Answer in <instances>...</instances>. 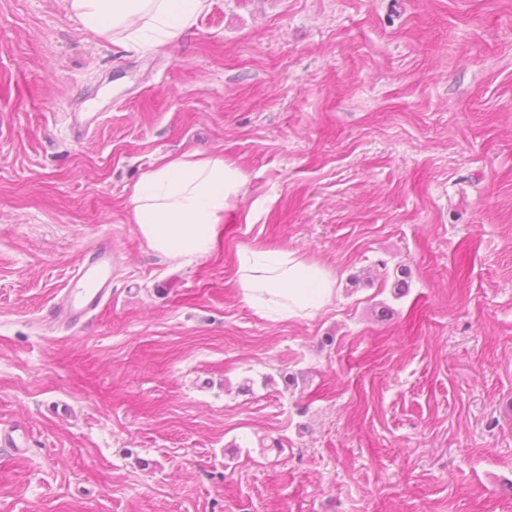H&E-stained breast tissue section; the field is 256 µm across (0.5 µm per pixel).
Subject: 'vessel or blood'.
<instances>
[{
	"label": "vessel or blood",
	"instance_id": "b4317fda",
	"mask_svg": "<svg viewBox=\"0 0 512 512\" xmlns=\"http://www.w3.org/2000/svg\"><path fill=\"white\" fill-rule=\"evenodd\" d=\"M112 244L101 242L80 262L50 311L52 322L76 326L89 318L112 296Z\"/></svg>",
	"mask_w": 512,
	"mask_h": 512
}]
</instances>
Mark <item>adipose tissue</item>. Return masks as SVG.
<instances>
[{
    "label": "adipose tissue",
    "instance_id": "adipose-tissue-1",
    "mask_svg": "<svg viewBox=\"0 0 512 512\" xmlns=\"http://www.w3.org/2000/svg\"><path fill=\"white\" fill-rule=\"evenodd\" d=\"M71 17L125 46H161L198 22L208 0H63ZM245 185L243 171L223 154L163 156L130 188L134 224L156 252L192 261L208 254L226 211ZM236 284L243 300L279 319L316 317L336 298V276L288 250L257 245L238 252Z\"/></svg>",
    "mask_w": 512,
    "mask_h": 512
}]
</instances>
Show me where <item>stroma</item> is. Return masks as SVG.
Segmentation results:
<instances>
[{"label":"stroma","instance_id":"35a3bbf8","mask_svg":"<svg viewBox=\"0 0 512 512\" xmlns=\"http://www.w3.org/2000/svg\"><path fill=\"white\" fill-rule=\"evenodd\" d=\"M189 151L246 177L190 263L128 204ZM106 238L111 302L46 331ZM243 245L333 304L258 313ZM0 512H512V0H209L159 48L0 0ZM236 284L243 300L279 319L316 317L336 298V275L288 250L244 246L238 251Z\"/></svg>","mask_w":512,"mask_h":512}]
</instances>
